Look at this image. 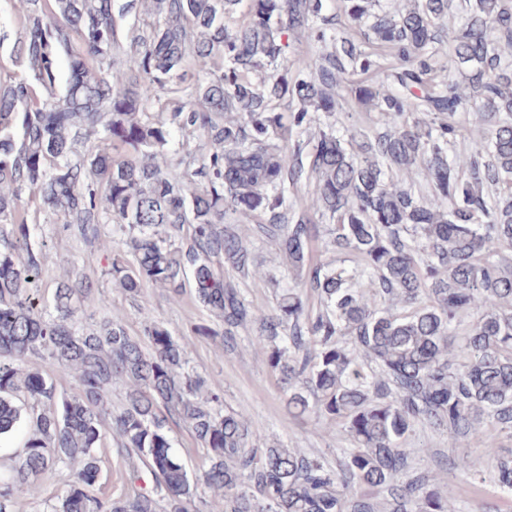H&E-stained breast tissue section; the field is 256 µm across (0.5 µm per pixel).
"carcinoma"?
Instances as JSON below:
<instances>
[{
	"label": "carcinoma",
	"instance_id": "1",
	"mask_svg": "<svg viewBox=\"0 0 512 512\" xmlns=\"http://www.w3.org/2000/svg\"><path fill=\"white\" fill-rule=\"evenodd\" d=\"M141 2L120 7L125 30L113 0H27L18 17L21 74L0 85V224L14 225L0 245V436L23 423L28 436L0 512L62 471L75 479L53 512H458L437 475L412 466L404 444L418 423L488 449L492 479L512 494V456L495 451L512 435V0H409L395 12L345 0L348 18L368 23L369 49L336 36L324 0H147V20ZM459 13L451 69L439 53ZM303 40L323 51L301 53ZM357 68L372 73L354 90L379 115L372 134L336 118V90ZM469 110L484 135L462 147ZM175 130L207 140L192 150ZM412 168L439 203L403 183ZM303 181L312 192L288 201ZM27 189L86 239L112 225V279L129 295L149 283L177 296L190 279L214 319L199 335L232 350L254 330L288 411L349 433L341 469L291 448L258 452L248 421L187 370L164 326H80L75 302L95 296L93 281H63L53 312L39 306ZM242 218L282 255L281 277L254 274L276 288L271 310L236 283L252 246ZM317 218L336 254L326 262L311 257ZM32 356L45 369H22ZM55 367L78 393L57 390ZM181 425L206 451L195 477L173 450ZM107 429L131 480L142 466L150 480L99 498L88 487Z\"/></svg>",
	"mask_w": 512,
	"mask_h": 512
}]
</instances>
